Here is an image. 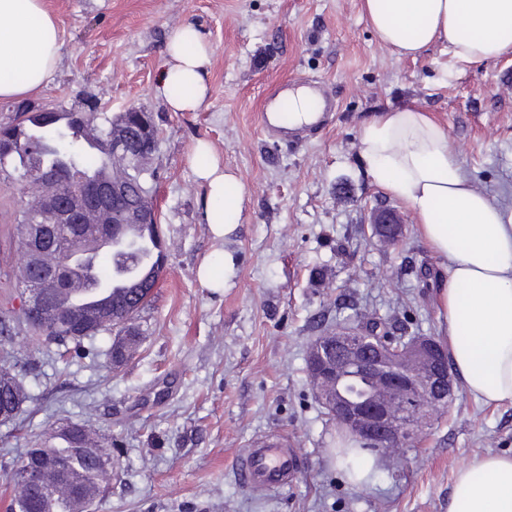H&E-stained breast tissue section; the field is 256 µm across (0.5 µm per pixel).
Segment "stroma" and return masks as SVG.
Here are the masks:
<instances>
[{
	"label": "stroma",
	"instance_id": "stroma-1",
	"mask_svg": "<svg viewBox=\"0 0 512 512\" xmlns=\"http://www.w3.org/2000/svg\"><path fill=\"white\" fill-rule=\"evenodd\" d=\"M62 32L39 105L119 114L135 107L158 130L165 268L137 322L135 355L112 367L60 358L21 332L7 344L28 398L0 424V455L17 462L52 426H90L112 445L99 512H448L456 474L474 458L512 453V405L485 406L457 391L421 442L377 458L370 485L350 484L332 450L340 432L306 370L309 343L359 321L391 318L394 334L438 336L442 267L405 203L367 175L362 125L400 106L447 128L472 187L512 210V58L466 64L433 49L410 60L376 39L362 0H46ZM193 25L209 46L211 95L196 112L169 111L158 84L171 30ZM314 88L334 108L321 124L282 135L264 109L282 83ZM208 142L243 185V222L214 240L206 192L190 159ZM402 217L397 243L375 235L379 209ZM228 269L204 287L203 258ZM292 440L299 477L273 492L234 479L236 452L260 436Z\"/></svg>",
	"mask_w": 512,
	"mask_h": 512
}]
</instances>
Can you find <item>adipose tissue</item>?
<instances>
[{
  "mask_svg": "<svg viewBox=\"0 0 512 512\" xmlns=\"http://www.w3.org/2000/svg\"><path fill=\"white\" fill-rule=\"evenodd\" d=\"M377 39L418 59L435 46L463 62L512 56V0H363ZM63 42L45 0H0V99L38 95ZM210 52L195 29H174L160 85L174 112H195L209 96ZM374 183L415 213L444 277L437 318L462 390L488 406L512 404V210L474 190L447 129L430 113L401 107L378 113L360 131ZM207 188L205 220L216 238L242 220L243 185L207 143L192 157ZM448 512H512V456L486 455L459 471Z\"/></svg>",
  "mask_w": 512,
  "mask_h": 512,
  "instance_id": "1",
  "label": "adipose tissue"
}]
</instances>
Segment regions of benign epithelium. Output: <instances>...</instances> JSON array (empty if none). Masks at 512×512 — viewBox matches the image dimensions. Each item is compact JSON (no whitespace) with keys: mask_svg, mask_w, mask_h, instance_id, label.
Returning <instances> with one entry per match:
<instances>
[{"mask_svg":"<svg viewBox=\"0 0 512 512\" xmlns=\"http://www.w3.org/2000/svg\"><path fill=\"white\" fill-rule=\"evenodd\" d=\"M126 184L89 185L85 194L68 199L61 192L48 199L61 224H81L86 207L104 212L123 201ZM159 207L129 214L131 224H157ZM355 370L358 376L373 380L380 394L348 395L339 391L344 379ZM307 373L316 395L341 428L381 454L393 448H411L428 425L432 408L446 407L455 397L448 369L447 352L428 336L400 339L391 345L362 329L344 327L315 339L308 348ZM69 463L61 457L52 463L36 455L24 456L16 474L18 495L10 512H36L35 490L49 472L59 479L71 478Z\"/></svg>","mask_w":512,"mask_h":512,"instance_id":"1","label":"benign epithelium"}]
</instances>
